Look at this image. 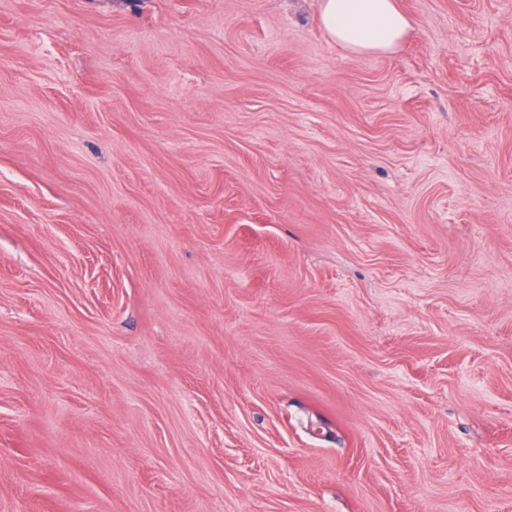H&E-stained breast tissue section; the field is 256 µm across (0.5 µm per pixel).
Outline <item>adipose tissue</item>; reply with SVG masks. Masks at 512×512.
I'll return each instance as SVG.
<instances>
[{
	"instance_id": "ef3b65f1",
	"label": "adipose tissue",
	"mask_w": 512,
	"mask_h": 512,
	"mask_svg": "<svg viewBox=\"0 0 512 512\" xmlns=\"http://www.w3.org/2000/svg\"><path fill=\"white\" fill-rule=\"evenodd\" d=\"M319 20L332 40L356 54L393 52L409 28L396 0H322Z\"/></svg>"
}]
</instances>
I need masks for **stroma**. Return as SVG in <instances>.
<instances>
[{"label": "stroma", "mask_w": 512, "mask_h": 512, "mask_svg": "<svg viewBox=\"0 0 512 512\" xmlns=\"http://www.w3.org/2000/svg\"><path fill=\"white\" fill-rule=\"evenodd\" d=\"M0 0V512H512V0ZM319 20L332 40L356 54L391 53L409 28L396 0H322Z\"/></svg>", "instance_id": "obj_1"}]
</instances>
